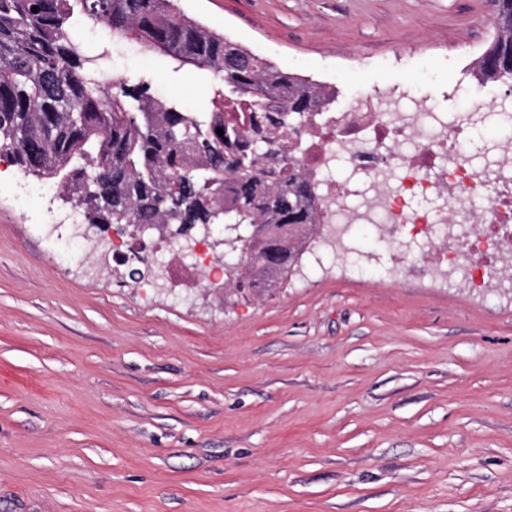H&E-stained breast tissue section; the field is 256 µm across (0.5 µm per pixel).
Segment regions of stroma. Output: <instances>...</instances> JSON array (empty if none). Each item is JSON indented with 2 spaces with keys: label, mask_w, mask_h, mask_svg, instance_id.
<instances>
[{
  "label": "stroma",
  "mask_w": 512,
  "mask_h": 512,
  "mask_svg": "<svg viewBox=\"0 0 512 512\" xmlns=\"http://www.w3.org/2000/svg\"><path fill=\"white\" fill-rule=\"evenodd\" d=\"M335 107L385 87L489 101L494 0H180ZM111 72L190 111L206 74L133 42ZM0 158V512H512V291L301 258L259 302L183 261L128 285L47 236L61 196Z\"/></svg>",
  "instance_id": "obj_1"
}]
</instances>
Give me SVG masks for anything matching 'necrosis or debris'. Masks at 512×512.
Returning <instances> with one entry per match:
<instances>
[{
  "label": "necrosis or debris",
  "mask_w": 512,
  "mask_h": 512,
  "mask_svg": "<svg viewBox=\"0 0 512 512\" xmlns=\"http://www.w3.org/2000/svg\"><path fill=\"white\" fill-rule=\"evenodd\" d=\"M477 122L475 111H442L393 89L305 113L288 138L323 199L312 262L348 250L353 227L366 224L392 239V267L502 284L492 257L512 241V139L493 141L476 165L460 145Z\"/></svg>",
  "instance_id": "obj_1"
}]
</instances>
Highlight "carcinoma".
I'll list each match as a JSON object with an SVG mask.
<instances>
[{
  "mask_svg": "<svg viewBox=\"0 0 512 512\" xmlns=\"http://www.w3.org/2000/svg\"><path fill=\"white\" fill-rule=\"evenodd\" d=\"M499 4L481 84H512V0ZM86 26L206 72L211 110L186 111L150 79H106L108 48L89 54L75 38ZM333 102L324 83L283 71L179 0H0V150L55 180L86 224H158L175 236L223 220L264 227L224 272L233 291L277 287L254 269L302 254L319 226L316 183L288 126Z\"/></svg>",
  "mask_w": 512,
  "mask_h": 512,
  "instance_id": "carcinoma-1",
  "label": "carcinoma"
}]
</instances>
